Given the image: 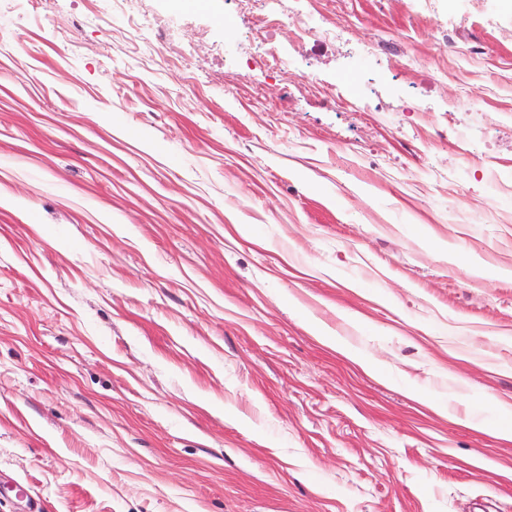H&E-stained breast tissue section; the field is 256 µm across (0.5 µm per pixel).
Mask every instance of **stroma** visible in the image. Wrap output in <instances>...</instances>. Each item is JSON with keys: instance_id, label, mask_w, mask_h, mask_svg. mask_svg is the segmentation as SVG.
<instances>
[{"instance_id": "35a3bbf8", "label": "stroma", "mask_w": 512, "mask_h": 512, "mask_svg": "<svg viewBox=\"0 0 512 512\" xmlns=\"http://www.w3.org/2000/svg\"><path fill=\"white\" fill-rule=\"evenodd\" d=\"M304 7L0 0V512H512V0ZM256 2L258 7L255 11L253 29L251 30V34L253 31L255 35H260L265 38L266 35V23L268 22V17L271 15H276L279 18V21L288 24V19L291 20L293 24H297L303 29L304 34L307 37H314L318 39H338L342 35V29H324L318 26L306 13L298 14L297 16H288V13L280 12L278 7L280 6L279 2L281 0H246Z\"/></svg>"}]
</instances>
